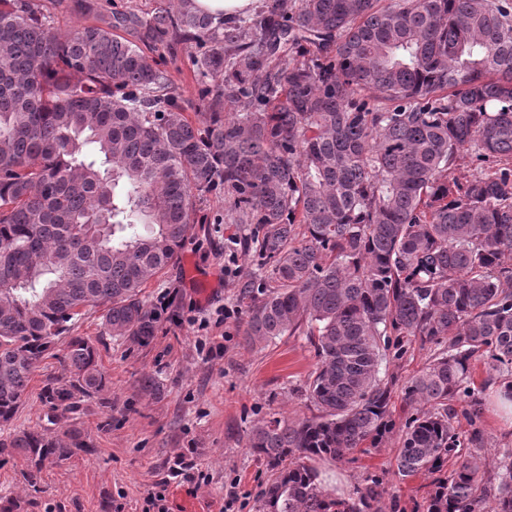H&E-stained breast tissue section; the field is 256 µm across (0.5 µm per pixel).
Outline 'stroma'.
<instances>
[{"label":"stroma","instance_id":"1","mask_svg":"<svg viewBox=\"0 0 512 512\" xmlns=\"http://www.w3.org/2000/svg\"><path fill=\"white\" fill-rule=\"evenodd\" d=\"M37 2L60 25L77 26L127 8L148 14L158 0ZM153 57L183 98H196L198 76L187 50L160 48ZM201 212L207 221L194 224L177 262L144 288L161 312L149 346L132 348L111 336L96 312L75 329L97 341L111 380V407L90 404L82 418L94 453L46 465L33 487L21 477L24 460L1 455L0 495L33 500V512H157L149 504L154 496L162 497L166 512H224V495L233 488V512H256L267 473L246 448L245 435L274 414L291 420L316 415L301 394L316 358L299 336L245 348L240 288L224 272V240L244 228L223 224L222 195H205ZM147 375L159 383V393L142 390ZM395 455L394 440H387L357 462L329 468V481L348 494L366 475H379L397 495L400 512H414L430 479H401Z\"/></svg>","mask_w":512,"mask_h":512}]
</instances>
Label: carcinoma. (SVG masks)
I'll return each instance as SVG.
<instances>
[{"label": "carcinoma", "instance_id": "1", "mask_svg": "<svg viewBox=\"0 0 512 512\" xmlns=\"http://www.w3.org/2000/svg\"><path fill=\"white\" fill-rule=\"evenodd\" d=\"M159 46L198 50L197 101L144 52ZM463 150L481 172L450 180ZM217 191L257 267L247 347L303 336L317 359L302 395L319 415L246 435L268 473L258 512L397 506L377 475L342 497L317 467L392 438L398 474L432 478L420 512H512V449L486 448L480 397L497 384L512 403V0H266L233 22L160 0L68 29L0 0V455L28 485L93 454L79 416L112 406L75 322L98 308L150 344L143 288ZM58 342L46 424L18 428ZM416 347L430 356L402 382L390 367Z\"/></svg>", "mask_w": 512, "mask_h": 512}]
</instances>
